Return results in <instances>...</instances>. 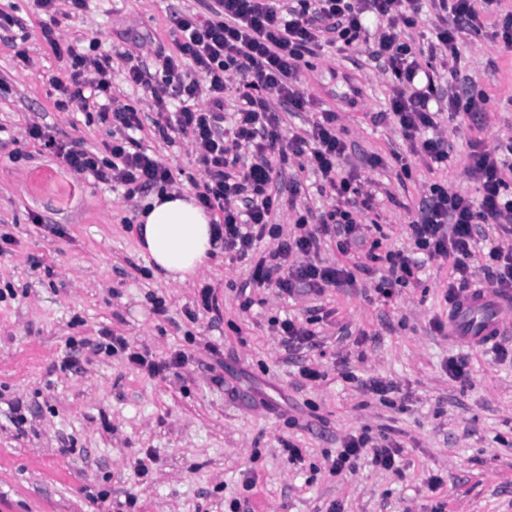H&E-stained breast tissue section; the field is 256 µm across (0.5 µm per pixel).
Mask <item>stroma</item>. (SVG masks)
<instances>
[{"instance_id":"35a3bbf8","label":"stroma","mask_w":512,"mask_h":512,"mask_svg":"<svg viewBox=\"0 0 512 512\" xmlns=\"http://www.w3.org/2000/svg\"><path fill=\"white\" fill-rule=\"evenodd\" d=\"M0 12L15 21L0 31V234L13 238L0 250V512H230L235 500L247 512H512V355L469 349V383L449 378L459 348L432 326L448 316L446 268L425 261L388 299L372 279L279 297L253 286L251 260L225 252L191 282L156 277L139 249L145 195L126 199L123 188L72 171L28 138L36 123L59 143L96 150L112 127L97 112L56 108L54 81L66 78L69 61L45 42L33 0H0ZM174 13L206 9L203 0H63L56 32L111 55L114 92L147 113L149 87L128 84L125 73L135 62L162 82L156 54L176 50ZM20 49L31 66L20 64ZM128 49L130 62L121 57ZM459 70L487 103L479 126L441 120L455 160L435 172L408 155L393 121L372 122L388 107L391 79L363 50L324 48L302 72L303 90L339 114L350 146L342 169L356 167L374 195L357 220L371 225L379 254L410 249L407 226L430 184L474 193L464 172L469 140L502 155L512 145V50L490 29L466 34ZM136 138L177 188L201 179L181 137L167 143L146 129ZM373 155L382 165H368ZM294 180L298 210L330 207L295 158L279 189ZM206 285L218 310L198 304ZM288 317L309 324V344H283L274 324ZM116 335L154 362L178 351L191 361L149 375L109 350ZM307 364L319 380L300 378ZM371 377L394 391L359 387ZM362 431L400 444L398 469L365 457L355 472L331 474L330 456ZM290 444L303 451L299 465L288 461ZM149 451L148 474L135 476Z\"/></svg>"}]
</instances>
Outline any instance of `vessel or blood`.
Masks as SVG:
<instances>
[{
	"mask_svg": "<svg viewBox=\"0 0 512 512\" xmlns=\"http://www.w3.org/2000/svg\"><path fill=\"white\" fill-rule=\"evenodd\" d=\"M510 307L512 293L486 286L468 289L448 310V336L468 346L495 344L504 334L501 313Z\"/></svg>",
	"mask_w": 512,
	"mask_h": 512,
	"instance_id": "1",
	"label": "vessel or blood"
}]
</instances>
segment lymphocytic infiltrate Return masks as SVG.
<instances>
[{
  "label": "lymphocytic infiltrate",
  "instance_id": "1",
  "mask_svg": "<svg viewBox=\"0 0 512 512\" xmlns=\"http://www.w3.org/2000/svg\"><path fill=\"white\" fill-rule=\"evenodd\" d=\"M437 25L431 51L458 64V40L462 33L478 32L489 14L497 12L500 0H432ZM209 19L173 15L176 51L161 56L163 87L154 89L155 115L152 128L162 140L172 135L187 139L203 176L196 185L199 204L212 222L227 251L238 257H255L252 281L259 288H274L293 294L303 287L320 294L326 288H355L370 265L382 260L387 273L376 291L382 297L394 287L409 284L415 263L410 254L390 251L386 255L367 252L366 262L325 265L317 255L325 242H333L340 253H349L367 239L365 227L354 217V208L371 210L374 196L363 189L357 173L342 171L340 159L347 144L337 130L338 115L320 109L317 100L301 88L305 58L325 41L338 51L364 42L369 57L392 77L387 112L376 113V121H393L400 128L411 155L428 169L447 168L453 152L444 137L435 135L438 115L429 108L439 97L448 119L478 120L486 97L476 85L449 87L439 92L434 80L416 87L423 67L419 52L401 38L402 30L415 27L421 14L420 0H213ZM43 35L56 55L71 61L68 81L55 89L61 95L59 108L78 100L81 110L96 109L101 121L113 127L114 137L104 152L78 146H56L39 126L28 130L30 138L56 148L67 166L78 173L126 189L127 197L155 187L174 186L171 170L154 155L133 149V132L143 130L140 112L120 102L112 89V62L99 53L79 51L59 40L51 28ZM239 85L241 105L232 130H224V94ZM175 92L178 112L168 109L167 94ZM293 112L319 111L310 136L284 135L279 106ZM305 160L322 187L328 188L335 204L318 222L296 214L293 231L272 223L274 212L284 202L276 188L277 164L290 158ZM466 171L477 183L475 194L465 195L435 183L428 187L416 219L409 226L413 251L447 263L446 300L478 279L501 291H512V194H505L512 176V160L488 149L482 140L469 142ZM486 224L497 225L504 242L476 252V238ZM272 248H263V241ZM482 264H475V254ZM367 434L348 436L330 462V471L341 474L357 467L364 450H371L375 465L394 468L401 447L390 443L370 446Z\"/></svg>",
  "mask_w": 512,
  "mask_h": 512
}]
</instances>
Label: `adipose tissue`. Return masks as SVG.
Wrapping results in <instances>:
<instances>
[{"label": "adipose tissue", "mask_w": 512, "mask_h": 512, "mask_svg": "<svg viewBox=\"0 0 512 512\" xmlns=\"http://www.w3.org/2000/svg\"><path fill=\"white\" fill-rule=\"evenodd\" d=\"M140 248L156 274L185 283L219 253L212 217L188 191L152 194L139 215Z\"/></svg>", "instance_id": "ef3b65f1"}]
</instances>
